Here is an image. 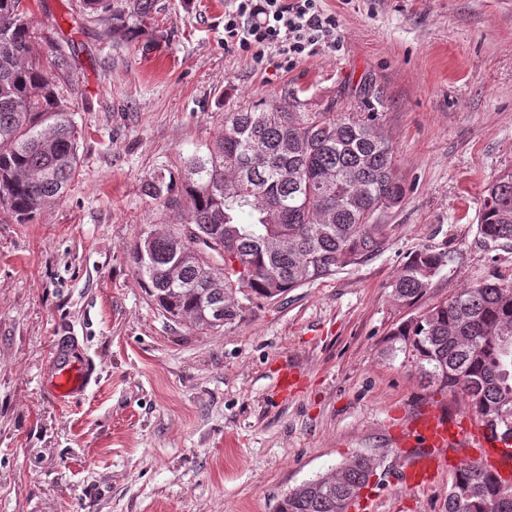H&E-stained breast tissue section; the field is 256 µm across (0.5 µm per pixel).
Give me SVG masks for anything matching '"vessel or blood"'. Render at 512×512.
I'll list each match as a JSON object with an SVG mask.
<instances>
[{
    "instance_id": "vessel-or-blood-1",
    "label": "vessel or blood",
    "mask_w": 512,
    "mask_h": 512,
    "mask_svg": "<svg viewBox=\"0 0 512 512\" xmlns=\"http://www.w3.org/2000/svg\"><path fill=\"white\" fill-rule=\"evenodd\" d=\"M95 373L79 344L61 338L46 366V376L51 393L66 402L83 394ZM399 447H422L423 452L407 460V482L419 485L436 471L448 464L480 463L484 469L495 472L512 460V450L507 449L499 437L493 436L477 420L455 419L435 409L410 427L402 430L397 439Z\"/></svg>"
}]
</instances>
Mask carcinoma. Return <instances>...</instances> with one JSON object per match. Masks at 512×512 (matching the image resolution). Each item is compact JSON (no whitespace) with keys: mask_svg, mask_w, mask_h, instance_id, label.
Segmentation results:
<instances>
[{"mask_svg":"<svg viewBox=\"0 0 512 512\" xmlns=\"http://www.w3.org/2000/svg\"><path fill=\"white\" fill-rule=\"evenodd\" d=\"M155 0H81L105 36H124ZM34 20L23 0H0V215L32 222L65 197L79 164V132L60 92L69 75L61 47L47 40L39 61ZM221 134L183 160L180 172L154 175L144 192L180 214L155 233L147 225L130 260L150 301L172 322L219 330L240 317L236 294L276 301L384 250L382 213L406 188L394 147L373 120L333 112L234 109L219 115ZM478 234L493 247L512 245V170L483 191ZM450 263L448 252L415 251L393 297L415 305ZM512 282L469 286L403 323L394 338L412 367L471 399L494 433L512 422ZM358 454L291 490L278 512H348L373 477ZM446 512H512V489L476 463L457 467Z\"/></svg>","mask_w":512,"mask_h":512,"instance_id":"carcinoma-1","label":"carcinoma"}]
</instances>
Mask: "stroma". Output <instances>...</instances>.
Returning <instances> with one entry per match:
<instances>
[{
  "label": "stroma",
  "instance_id": "35a3bbf8",
  "mask_svg": "<svg viewBox=\"0 0 512 512\" xmlns=\"http://www.w3.org/2000/svg\"><path fill=\"white\" fill-rule=\"evenodd\" d=\"M78 0H26L37 37L67 42V98L82 131L66 197L31 224L0 221V512H277L303 482L363 454L371 512H446L453 476L399 482L398 427L430 408L472 417L466 393L387 356L413 311L392 285L407 257L451 253L422 299L512 282V246L477 232L484 186L512 168V0H322L336 51L263 63L224 47L228 0H155L106 39ZM288 103L375 114L406 196L383 213V251L282 300L240 299L214 332L168 321L130 261L145 196L221 132L217 113ZM76 336L96 386L68 403L44 369ZM300 372L281 395L285 365Z\"/></svg>",
  "mask_w": 512,
  "mask_h": 512
}]
</instances>
